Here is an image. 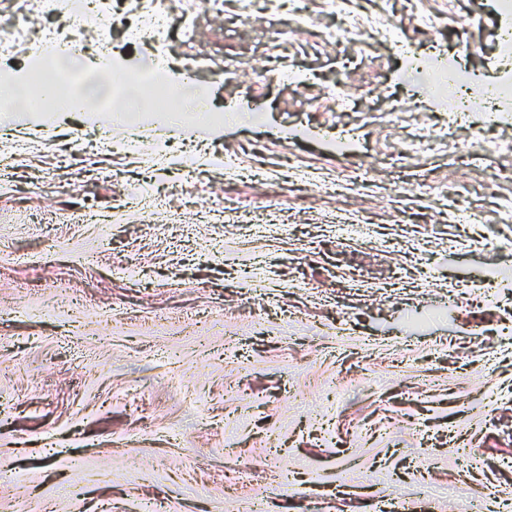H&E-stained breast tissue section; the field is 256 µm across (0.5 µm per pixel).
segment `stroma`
<instances>
[{"instance_id":"1","label":"stroma","mask_w":512,"mask_h":512,"mask_svg":"<svg viewBox=\"0 0 512 512\" xmlns=\"http://www.w3.org/2000/svg\"><path fill=\"white\" fill-rule=\"evenodd\" d=\"M385 6L416 52L478 83L512 67L497 0ZM308 13L278 42L279 0H257L251 25L235 0H195L161 65L194 67L220 127L185 112L139 128L135 154L85 152L73 112L0 130V512H512V282L484 281L512 267V123L450 122L394 45L325 43L327 0ZM147 50L116 35L75 54ZM339 78L360 111L328 99ZM248 108L261 123L228 121ZM409 123L450 147L388 168ZM185 144L195 172L156 168ZM227 155L265 176L225 178ZM91 171L112 174L95 189L105 223L85 215ZM336 180L359 189L336 197ZM64 297L76 315L58 316Z\"/></svg>"}]
</instances>
